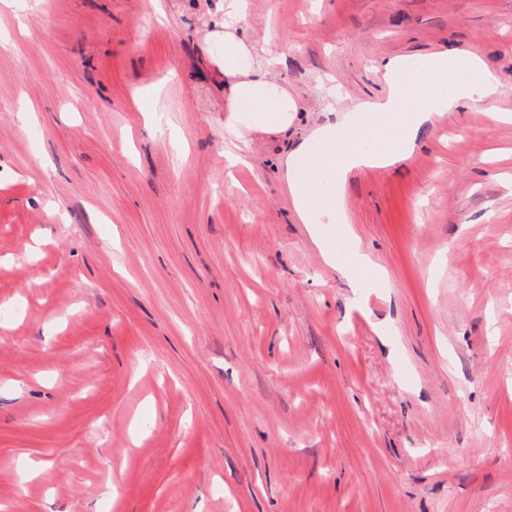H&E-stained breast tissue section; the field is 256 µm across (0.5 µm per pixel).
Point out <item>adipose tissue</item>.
Segmentation results:
<instances>
[{
	"label": "adipose tissue",
	"instance_id": "obj_1",
	"mask_svg": "<svg viewBox=\"0 0 512 512\" xmlns=\"http://www.w3.org/2000/svg\"><path fill=\"white\" fill-rule=\"evenodd\" d=\"M249 0H224L210 17L205 52L224 95L229 164L247 163L252 136L287 130L298 105L276 71L282 55L249 36ZM385 98L358 105L343 122L313 131L284 162L283 179L295 212L327 262L351 287L381 281V271L359 248L346 213L348 174L387 167L410 157L417 130L459 104L492 105L498 85L473 53L435 52L392 59L385 66Z\"/></svg>",
	"mask_w": 512,
	"mask_h": 512
}]
</instances>
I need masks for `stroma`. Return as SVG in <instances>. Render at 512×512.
I'll use <instances>...</instances> for the list:
<instances>
[{"instance_id": "obj_1", "label": "stroma", "mask_w": 512, "mask_h": 512, "mask_svg": "<svg viewBox=\"0 0 512 512\" xmlns=\"http://www.w3.org/2000/svg\"><path fill=\"white\" fill-rule=\"evenodd\" d=\"M206 9L0 0V512H512V0H251L301 111L248 168ZM442 50L495 109L350 176L352 293L282 163Z\"/></svg>"}]
</instances>
